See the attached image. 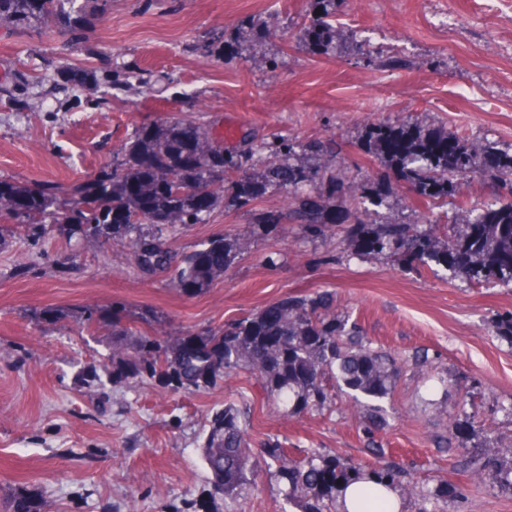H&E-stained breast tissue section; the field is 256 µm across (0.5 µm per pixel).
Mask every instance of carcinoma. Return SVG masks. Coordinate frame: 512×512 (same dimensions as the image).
<instances>
[{"label": "carcinoma", "instance_id": "1", "mask_svg": "<svg viewBox=\"0 0 512 512\" xmlns=\"http://www.w3.org/2000/svg\"><path fill=\"white\" fill-rule=\"evenodd\" d=\"M111 0H0V20L17 26L37 23L50 27L103 14ZM315 9L302 24L300 39L314 43L317 52L333 56L341 51L373 62L353 30L337 32L332 17L336 0H313ZM248 52L270 64L261 30L249 27L243 36ZM202 125L187 138L183 122L161 121L137 127L117 149L112 166L96 180L74 185L60 198L58 188L46 183L0 180V207L23 199L27 208L13 214L28 236L38 239L49 224H65L75 244L96 242L128 247L126 260L142 275L166 276L172 285L187 281L199 294L224 277L254 241L269 235L281 219L266 215L251 224L243 237H217L183 255L175 254L167 237L194 224H206L224 207L225 200L246 206L267 194L300 196L306 188L319 190V200L306 198L288 213L301 225L304 237L316 240L335 226L352 256H381L403 268L441 267L462 274L473 283L512 286V199L501 194L512 188V152L496 142L467 146L448 128L423 125L407 116L394 123H373L361 132V147L379 161L377 184L361 185L359 202L388 210L379 221H369L359 208L345 211L336 223L331 204L338 155L333 138L299 143L276 135L250 134L235 149ZM411 186L417 201L427 207L461 195L463 182L477 177L490 188L479 207L457 230L442 224L409 220L390 201V174ZM219 180L222 187L206 201L195 190ZM124 310L112 307V383L148 378L175 390L204 389L224 374L244 368L264 383L269 396L285 415L324 408L336 394L366 400L365 433L382 430L387 419L375 402L386 398L400 373L399 359L371 347L361 328L336 310L328 291L285 298L266 309L215 331L179 332L145 336L131 326ZM494 334L512 343V312L492 323ZM202 457L210 474V497L237 501L252 483L257 465L270 460L282 484L286 502L299 512H340L345 491L357 483L358 512H391L382 495L401 487L405 472L392 462L363 465L320 448L296 457L278 441L254 452L241 426L240 413L226 406L209 420ZM495 474L499 486L512 493V463L501 462L492 448L475 461L476 477ZM461 488L446 482L436 490H422L421 512L439 498H458ZM12 512H42L27 493L12 499Z\"/></svg>", "mask_w": 512, "mask_h": 512}]
</instances>
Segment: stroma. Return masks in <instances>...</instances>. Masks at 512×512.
<instances>
[{
  "label": "stroma",
  "mask_w": 512,
  "mask_h": 512,
  "mask_svg": "<svg viewBox=\"0 0 512 512\" xmlns=\"http://www.w3.org/2000/svg\"><path fill=\"white\" fill-rule=\"evenodd\" d=\"M310 0H112L80 33L59 24L18 28L0 23V78L21 72V104L0 99V179L64 186L111 163L134 127L195 119L214 137L233 128L298 142L335 135L337 206L350 205L357 181L375 175L357 142L366 124L413 115L457 130L468 142L512 146V0H339L344 28L357 31L373 57L399 66H369L355 57L311 53L297 39ZM270 32L276 65L246 59L241 27ZM223 35V54L202 52ZM122 70L143 78L105 101L79 91L50 93L61 68ZM295 197L270 194L169 239L178 253L219 236L246 234L254 216L287 213ZM280 255L268 266V253ZM340 237L309 242L283 224L254 243L224 279L197 295L145 278L112 247L73 249L46 230L31 241L0 212V512L25 491L46 512H196L210 491L202 458L207 424L232 405L254 447L270 438L294 454L323 448L374 461L373 445L418 486L437 480L463 495L439 512H512V494L491 476L462 469L468 450L512 457V344L490 329L512 312V288L478 286L442 270L405 271L391 260L348 257ZM70 256L68 267L55 264ZM356 322L375 349L403 368L380 405L386 430L367 436L348 396L293 417L276 411L258 378L238 369L200 391H173L153 381L105 388L91 381L112 363V326L67 318L48 326L47 307L123 306L167 318L166 330L203 332L252 315L286 297L321 290ZM473 418L461 439L455 418ZM272 468L259 466L254 488L233 512H282Z\"/></svg>",
  "instance_id": "stroma-1"
}]
</instances>
